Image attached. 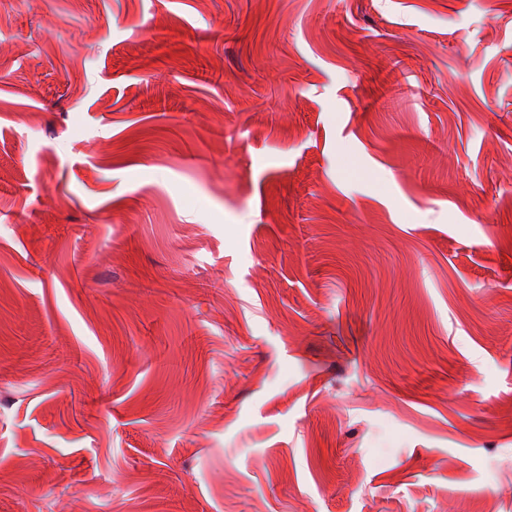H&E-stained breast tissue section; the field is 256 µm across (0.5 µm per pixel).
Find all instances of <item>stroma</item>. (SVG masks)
Returning <instances> with one entry per match:
<instances>
[{
    "instance_id": "1",
    "label": "stroma",
    "mask_w": 512,
    "mask_h": 512,
    "mask_svg": "<svg viewBox=\"0 0 512 512\" xmlns=\"http://www.w3.org/2000/svg\"><path fill=\"white\" fill-rule=\"evenodd\" d=\"M512 512V0H0V512Z\"/></svg>"
}]
</instances>
